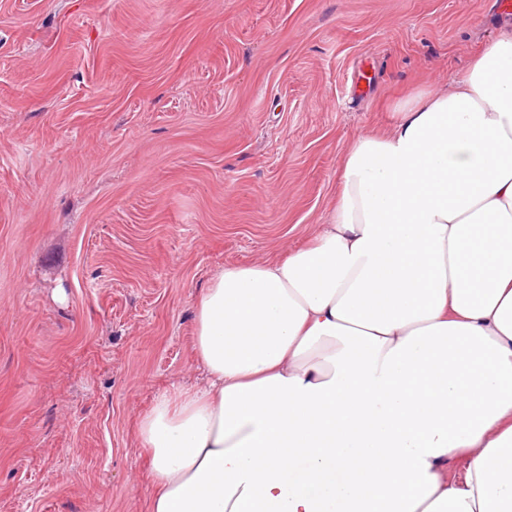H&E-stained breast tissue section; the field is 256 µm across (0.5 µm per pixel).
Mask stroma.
I'll use <instances>...</instances> for the list:
<instances>
[{
    "label": "stroma",
    "mask_w": 512,
    "mask_h": 512,
    "mask_svg": "<svg viewBox=\"0 0 512 512\" xmlns=\"http://www.w3.org/2000/svg\"><path fill=\"white\" fill-rule=\"evenodd\" d=\"M494 0H0V512H150L139 423L200 384L224 266L328 223L344 151Z\"/></svg>",
    "instance_id": "1"
}]
</instances>
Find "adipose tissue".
I'll return each mask as SVG.
<instances>
[{
  "instance_id": "obj_1",
  "label": "adipose tissue",
  "mask_w": 512,
  "mask_h": 512,
  "mask_svg": "<svg viewBox=\"0 0 512 512\" xmlns=\"http://www.w3.org/2000/svg\"><path fill=\"white\" fill-rule=\"evenodd\" d=\"M194 352L151 512H512V28L350 143L310 245L211 278Z\"/></svg>"
}]
</instances>
